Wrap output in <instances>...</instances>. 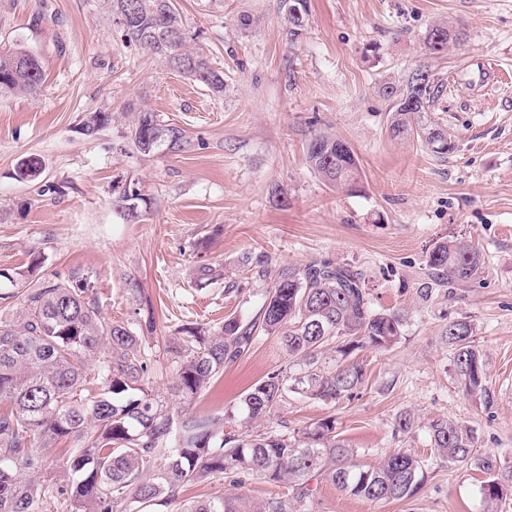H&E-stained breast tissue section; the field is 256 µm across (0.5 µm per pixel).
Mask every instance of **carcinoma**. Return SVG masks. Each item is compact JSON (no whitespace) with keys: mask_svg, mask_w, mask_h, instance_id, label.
I'll return each mask as SVG.
<instances>
[{"mask_svg":"<svg viewBox=\"0 0 512 512\" xmlns=\"http://www.w3.org/2000/svg\"><path fill=\"white\" fill-rule=\"evenodd\" d=\"M307 0H287L288 20L299 30L308 15ZM112 14L125 15L127 42L163 58L173 70L224 91V77L199 54L186 49L193 35L173 0H110ZM444 35L442 42L433 34ZM461 33L435 25L426 47L441 51ZM43 71L22 48L0 50V90L37 91ZM442 83L430 77L419 97L393 101L389 132L415 138L433 152L454 149L440 123L432 119ZM133 145L151 153L161 143L170 150L187 145L183 131L164 128L150 112L140 113ZM307 162L332 189L354 191L362 170L354 150L325 133L309 139ZM148 200L128 182L115 192L113 206L129 220ZM248 271L267 281L259 313L246 321L226 317L216 330L195 324L180 329L169 352L177 364L178 393L194 399L250 351L260 336L277 335L288 349V366L254 382L241 399L243 423L269 417L292 397L337 404L367 380L357 358L366 349H388L406 326L400 310L377 309L359 272L331 261L274 266L263 254L242 259ZM431 277L469 283L484 273L482 253L465 241H443L428 253ZM37 262L18 273L21 310L0 320V512H158L183 488L209 476L232 474L283 484L287 492L261 502L214 497L190 502L184 512H316L312 481L332 483L341 492L371 502L408 500L420 489L424 461L409 449H395L368 464L336 434L327 416L293 433L270 428L255 434L229 428L232 415L184 412L174 415L165 402L148 394L149 375L139 337L101 313L89 276L32 281ZM473 325L454 321L444 336L454 354L462 391H486L485 364L473 338ZM430 445L449 465L469 463L485 475L480 486L483 512H504L512 495V459L477 453L472 427L437 418L428 423ZM73 440L63 450L59 443ZM63 451L68 480L40 482L30 475L44 460Z\"/></svg>","mask_w":512,"mask_h":512,"instance_id":"obj_1","label":"carcinoma"}]
</instances>
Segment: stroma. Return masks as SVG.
Listing matches in <instances>:
<instances>
[{
	"instance_id": "35a3bbf8",
	"label": "stroma",
	"mask_w": 512,
	"mask_h": 512,
	"mask_svg": "<svg viewBox=\"0 0 512 512\" xmlns=\"http://www.w3.org/2000/svg\"><path fill=\"white\" fill-rule=\"evenodd\" d=\"M195 38L192 51L224 75L223 93L171 70L128 43L107 0H0V48L38 57L36 94H0V268L35 276L91 275L105 318L135 327L151 373L143 387L172 411H237L248 387L288 363L277 336H263L225 367L206 392L186 401L176 390L168 348L186 324L208 328L225 317L252 319L265 283L239 262L263 253L274 265L313 260L358 270L376 308L407 316L401 341L359 354L368 380L334 406L290 398L267 419L289 430L333 416L336 431L372 463L397 448L425 462V480L408 500L353 498L318 483V512H481L483 475L443 464L426 425L445 417L475 427L479 454L512 456V0H308L298 36L288 34L282 0H177ZM249 25H241V16ZM461 32L430 52L433 25ZM444 84L436 121L454 150L441 156L416 139L391 137L385 83L403 84L418 66ZM108 124L95 136L86 118ZM182 129L184 150L141 153L127 132L140 113ZM325 132L357 154L362 183L346 193L309 169L306 147ZM39 170L21 178L22 161ZM136 182L151 206L127 221L113 186ZM458 239L478 245L483 275L463 285L433 281L428 253ZM223 272L202 285L200 266ZM464 320L483 355L487 393L466 396L441 331ZM411 433L394 434L401 412ZM260 480L230 475L198 482L164 512L189 502L282 494Z\"/></svg>"
}]
</instances>
